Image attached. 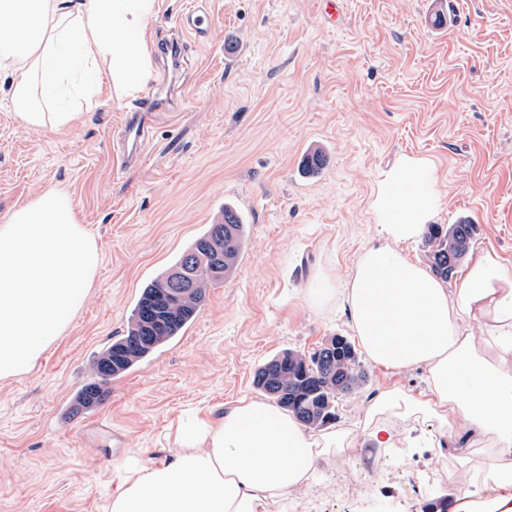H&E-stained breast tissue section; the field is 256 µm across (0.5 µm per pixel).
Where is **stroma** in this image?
Listing matches in <instances>:
<instances>
[{
  "label": "stroma",
  "mask_w": 512,
  "mask_h": 512,
  "mask_svg": "<svg viewBox=\"0 0 512 512\" xmlns=\"http://www.w3.org/2000/svg\"><path fill=\"white\" fill-rule=\"evenodd\" d=\"M203 2L214 24L200 46L175 25L190 0H156L146 42L182 39L185 94L176 111L155 113L137 166L113 158L131 99L110 80L56 131L16 119L11 78L0 77V221L60 190L102 248L70 329L30 373L0 380V512H104L124 462H168L181 451V422L260 398L258 366L354 339L340 296L315 306L308 293L324 278L339 286L379 244L373 189L401 157L434 165L432 223L470 220L469 257L492 251L512 266V0H343L334 26L319 0ZM316 151L325 165L309 178L301 162ZM228 206L248 228L233 271L180 336L112 379L95 407H79L142 288ZM357 360L367 380L338 396L333 428L353 427L381 391L424 396L422 369ZM491 461L465 431L424 422L400 447L338 454L289 502L292 512L462 502L482 512L475 491ZM441 470L449 481H427Z\"/></svg>",
  "instance_id": "obj_1"
}]
</instances>
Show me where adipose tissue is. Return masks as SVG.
<instances>
[{
	"mask_svg": "<svg viewBox=\"0 0 512 512\" xmlns=\"http://www.w3.org/2000/svg\"><path fill=\"white\" fill-rule=\"evenodd\" d=\"M155 0H0V72L13 73L11 106L31 128L78 118L49 112L83 67L88 83L110 63L112 83L132 92L152 76L145 25ZM439 198L429 160L402 158L379 179L372 206L385 238L365 250L340 296L368 358L426 372L427 395L386 390L354 432L313 434L280 407L244 399L179 429L182 452L130 467L105 512H272L315 477L320 460L362 444L397 447V425H467L491 448V483L512 485V268L478 256L448 292L401 246L421 233ZM101 247L77 219L72 197L40 193L0 224V380L31 370L84 306ZM479 320L481 336L460 324Z\"/></svg>",
	"mask_w": 512,
	"mask_h": 512,
	"instance_id": "adipose-tissue-1",
	"label": "adipose tissue"
}]
</instances>
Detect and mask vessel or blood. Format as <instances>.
<instances>
[{
  "label": "vessel or blood",
  "mask_w": 512,
  "mask_h": 512,
  "mask_svg": "<svg viewBox=\"0 0 512 512\" xmlns=\"http://www.w3.org/2000/svg\"><path fill=\"white\" fill-rule=\"evenodd\" d=\"M211 22V15L201 0H193L192 5L178 19L181 30L186 35L194 37L200 44L206 43ZM170 50L171 46L167 43L161 44L158 50L163 60L162 81L144 94L124 116L120 149V158L123 162L136 164L141 161L142 145L149 133L146 115L169 103L171 99L174 90L173 77L179 63L171 57Z\"/></svg>",
  "instance_id": "1"
}]
</instances>
